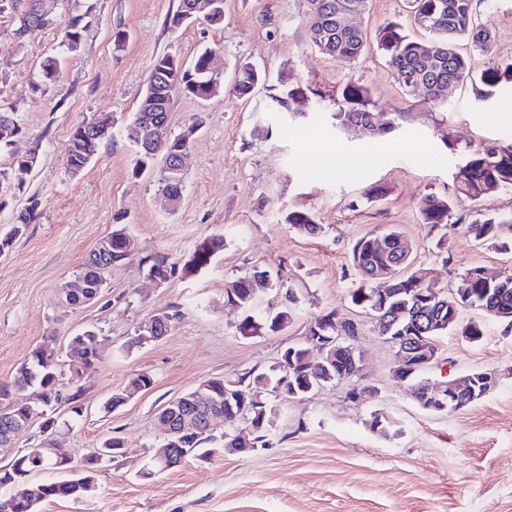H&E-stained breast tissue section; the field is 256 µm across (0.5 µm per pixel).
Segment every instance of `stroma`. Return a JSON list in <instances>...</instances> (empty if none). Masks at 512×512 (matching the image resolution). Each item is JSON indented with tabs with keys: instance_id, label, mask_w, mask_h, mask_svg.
Returning a JSON list of instances; mask_svg holds the SVG:
<instances>
[{
	"instance_id": "1",
	"label": "stroma",
	"mask_w": 512,
	"mask_h": 512,
	"mask_svg": "<svg viewBox=\"0 0 512 512\" xmlns=\"http://www.w3.org/2000/svg\"><path fill=\"white\" fill-rule=\"evenodd\" d=\"M179 0H55L56 23L24 42L0 27V104L19 109L20 133L0 152L18 192L0 194V235L15 223L29 197L39 217L0 254V382L13 378L36 347L51 353L74 407H62L51 439L72 464L111 437L121 456L103 462L97 490L78 499H46L38 512H512V324L468 309L464 319L483 322L485 336L471 343L456 333L438 338L425 376L446 382L480 370L494 382L479 400L455 411L423 410L410 382L395 374L396 351L372 316L352 304L360 278L351 263L358 238L401 232L416 262L439 292L451 289L469 269L512 273V253L476 241L468 227L479 215L512 214V190L480 203L461 200L448 222V254L437 255L438 231L422 224L419 202L427 194L453 192L459 150L477 151L512 133V95L479 100L468 84L451 87L444 104L403 90L393 79L374 36L401 22L415 40L428 32L410 24L407 0H366L355 24L368 36L355 61L320 53L309 39L308 0H224V23L199 19L177 31L164 21ZM90 13L80 49L60 45L72 16ZM476 22L491 32L488 50L462 44L475 71L512 61V0H474ZM127 39L115 44L117 31ZM221 51L224 87L205 99L178 98L170 126H196L184 167V189L170 209L158 173L133 176L135 151L122 136L142 97L152 65L174 51L192 59L204 49ZM62 59L44 94L31 83L41 62ZM249 64L268 79L245 98L233 92L237 67ZM371 94L376 122L393 130L372 138L336 130L331 118L347 84ZM289 95L288 111L276 99ZM111 115L113 136L76 177L64 168L71 131L92 115ZM334 159L319 161L322 148ZM35 155L18 169L17 157ZM374 186L385 189L367 199ZM312 215L322 231L307 236L290 228L289 212ZM125 213L138 243L133 256L112 268L91 303L71 308L57 289ZM220 234L224 249L205 271L181 267L203 238ZM162 254L176 264L163 281L148 277L144 258ZM260 267L272 285L260 287L257 310L279 308L286 289L299 298L288 328L243 337L241 311L226 290ZM175 313L163 338L136 347L134 328L150 315ZM358 326L356 376L297 399H276L280 415L264 446L250 453H221L224 425L212 432L215 455L190 454L156 474L148 468L162 444L158 420L168 400L209 377L247 387L253 376L277 366L283 351L304 342L319 314ZM97 327L105 358L96 372L72 382L77 358L70 336ZM154 384L117 407L136 374ZM362 388L350 399L352 388ZM388 414L396 434L371 429L374 413Z\"/></svg>"
}]
</instances>
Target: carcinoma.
<instances>
[{"label": "carcinoma", "instance_id": "cac0c4a2", "mask_svg": "<svg viewBox=\"0 0 512 512\" xmlns=\"http://www.w3.org/2000/svg\"><path fill=\"white\" fill-rule=\"evenodd\" d=\"M309 36L312 44L326 56L344 61H354L366 46V37L359 28L346 29L341 26L337 13L351 8L358 9L364 0H309ZM411 16L415 26L434 36L428 43L409 38L400 24L391 22L379 29L376 39L378 47L384 52L386 64L401 88L406 91L420 83L428 91V100L438 101L436 89L441 84H463L467 81L486 87L477 93L481 99H487L506 84L512 85V62L496 65L480 73L473 71L468 56L458 49V43L465 40L474 47L488 48L491 33L488 28L475 22L473 18V0H410ZM8 18L13 35L17 38L46 29L54 24V5L51 0H0V18ZM89 26L85 15L71 18L68 27L77 36L75 41H64L63 46L69 52L79 49L84 32ZM210 66L209 51L197 54L188 64H183L180 56L164 53L158 56L150 71L148 80L157 84L158 105L154 112H137L123 128L124 139L135 148L136 158L133 174L139 176L153 170L156 161H161L162 192L182 194L183 170L174 165L181 149H190L195 126L191 125L179 134H170L164 140L153 138L152 127L155 123L169 120L174 98L204 99L208 97L212 81H220L218 74L208 72ZM58 60L48 57L41 63V74L34 92L43 90L47 83L56 79ZM18 108L10 106L0 108V146H9L20 132L17 118ZM334 126L340 130H349L359 125L368 127L374 121L369 92L356 84H348L342 91V100L336 103V112L332 113ZM112 117L104 114L97 117V123L81 121L71 132L64 164L67 173L74 177L83 172L91 161L98 146L111 135ZM456 194L460 198L480 200L488 193L498 189H512V139L497 142L482 151L468 152L462 155L460 165L454 176ZM38 201L16 217L11 231L0 237V253L9 249L13 239L21 235L28 224L36 218ZM452 212V202L445 197L426 196L420 205L421 221L434 230L448 224ZM287 223L291 227L309 235L320 232L312 216L305 211L288 213ZM475 238L481 242H490L505 251L512 249V237L506 239L503 234H512V219L500 220L488 217L469 227ZM385 245L378 244L376 237L365 235L355 241L351 250V260L358 272L362 284L350 293L351 302L367 309L379 327L386 329V335L394 341L402 336H423L435 339L438 336L455 331L471 343L481 341L485 336L484 326L477 321H464L461 311L464 308L487 313L496 308L512 311V274L496 280H488L473 268L464 274L456 288L459 301L455 312L437 310L428 312L424 326L416 324L415 315L425 308L420 294L417 274L421 269L412 266L410 243L399 232L390 230L385 233ZM224 249V236L211 235L203 238L184 262L185 274H196L206 270L215 255ZM132 256L124 245L115 244L109 252L92 251L78 277L83 285L91 290H101L104 280L99 270L107 265H118ZM150 276L165 280L175 270L162 255L144 259ZM398 265V269L409 272L396 277L393 282L383 286L377 282V270L383 266ZM269 281L267 272L254 270L234 282L232 293L227 299L245 312L237 326L244 337L258 336L264 331L279 332L288 327L294 318L296 297L291 290L286 291L284 303L274 313L260 315L256 313V288L254 284ZM358 334L356 326L336 320L333 311L321 314L310 323L307 343L288 347L281 355L279 365L272 375L258 374L253 377L248 389L224 386V378L209 377L199 382L206 387V393L215 397V401L204 407L210 417L211 425L222 422L233 426L240 421H248L254 413L242 409L234 402L224 400V391L242 392L246 398L261 397L265 410V425L271 427L277 415L276 406L267 399V395L283 389L288 393L299 392L302 388L324 386L357 375L356 350L353 345ZM316 336H330L337 339L334 359L313 365L304 361L302 353L309 348V340ZM69 345L82 353L83 359L77 363V379L92 372L104 359L102 340L93 328L83 330L72 337ZM426 365L419 361V355H413L410 363L396 371L404 380L412 381V395L419 406L428 412H448L459 410L480 399L489 390L488 377L472 372L474 379L470 391L455 402L442 406L428 389L429 379L423 377ZM153 379L146 373L133 377L123 392L112 397L115 406L128 397V393L145 391L151 388ZM36 387V406L27 403L16 404L11 399L12 390ZM74 396L64 395L57 368L51 356L43 349L32 352L31 359L23 363L16 375L7 384L0 385V413L9 412L13 420L0 418V437L12 431L15 425L29 419H43L41 427L47 432L55 424L51 414L61 403L73 402ZM101 460L92 455L84 460L85 471L76 481L57 479L45 482L36 488L29 487L30 474L39 469H51V463L35 465L32 449L16 454L13 461L0 467V489L9 490V495L0 497V512H37L39 502L48 498H78L93 494L97 490L95 472Z\"/></svg>", "mask_w": 512, "mask_h": 512}]
</instances>
